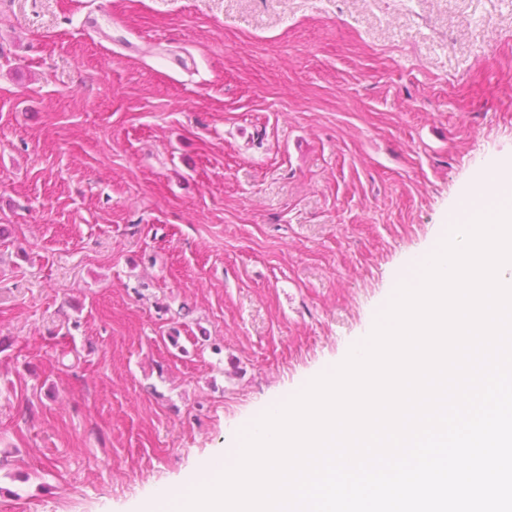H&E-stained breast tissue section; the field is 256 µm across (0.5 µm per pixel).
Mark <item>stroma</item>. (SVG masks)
<instances>
[{
  "instance_id": "stroma-1",
  "label": "stroma",
  "mask_w": 512,
  "mask_h": 512,
  "mask_svg": "<svg viewBox=\"0 0 512 512\" xmlns=\"http://www.w3.org/2000/svg\"><path fill=\"white\" fill-rule=\"evenodd\" d=\"M506 156L512 0H0V512H142Z\"/></svg>"
}]
</instances>
